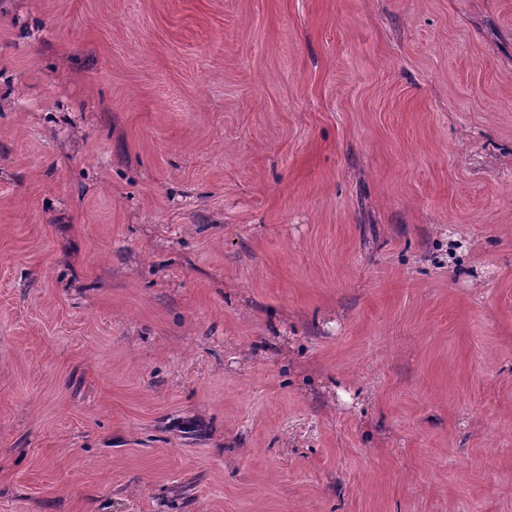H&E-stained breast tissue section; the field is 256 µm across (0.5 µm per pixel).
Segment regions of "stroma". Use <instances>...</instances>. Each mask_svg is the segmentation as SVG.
Returning <instances> with one entry per match:
<instances>
[{"label": "stroma", "mask_w": 512, "mask_h": 512, "mask_svg": "<svg viewBox=\"0 0 512 512\" xmlns=\"http://www.w3.org/2000/svg\"><path fill=\"white\" fill-rule=\"evenodd\" d=\"M0 512H512V0H0Z\"/></svg>", "instance_id": "1"}]
</instances>
